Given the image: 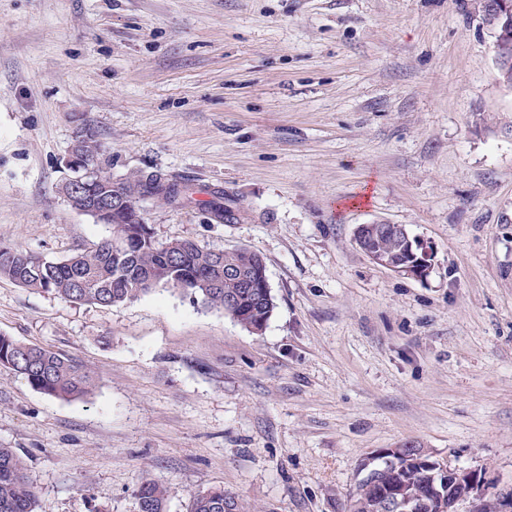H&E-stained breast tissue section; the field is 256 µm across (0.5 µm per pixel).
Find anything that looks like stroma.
Masks as SVG:
<instances>
[{
  "label": "stroma",
  "instance_id": "1",
  "mask_svg": "<svg viewBox=\"0 0 512 512\" xmlns=\"http://www.w3.org/2000/svg\"><path fill=\"white\" fill-rule=\"evenodd\" d=\"M112 173L194 191L156 238L249 247L262 334L163 288L102 307L0 278V333L94 379L57 399L0 367V447L35 512H166L224 486L256 512H348L361 463L421 444L512 487V86L474 0H0V242L59 260L111 228L58 192L79 128ZM220 189L236 220L203 202ZM434 248L372 263L359 225ZM208 195L210 198L206 201V205L214 219L231 221L241 213V207L237 200L223 190H211ZM377 229L404 233L406 245L402 234L393 235L380 233L375 234L367 240L365 247L368 251L365 250L363 247L365 238L369 233H374ZM355 240L359 248L373 263L385 267L399 275L421 279L425 278L431 270L434 257L432 247L424 240L408 236L404 227L400 224H387L386 222L376 221L371 224L359 225L355 232ZM375 254L389 257L395 262L402 261L391 263L387 259ZM406 255L407 259H405ZM138 512L166 511L167 489L155 480L142 477L134 490Z\"/></svg>",
  "mask_w": 512,
  "mask_h": 512
}]
</instances>
